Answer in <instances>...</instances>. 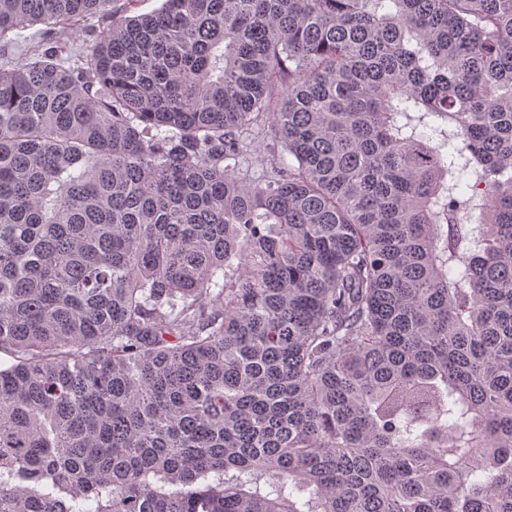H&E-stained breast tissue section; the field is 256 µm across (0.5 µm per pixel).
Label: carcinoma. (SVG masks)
<instances>
[{
	"instance_id": "1",
	"label": "carcinoma",
	"mask_w": 512,
	"mask_h": 512,
	"mask_svg": "<svg viewBox=\"0 0 512 512\" xmlns=\"http://www.w3.org/2000/svg\"><path fill=\"white\" fill-rule=\"evenodd\" d=\"M89 15L0 63V512H512V0H0V53ZM163 0H113V10L117 15L135 16L150 14L158 10ZM102 28V19L98 16H88L79 21L68 30V39L61 45L65 50V57L70 52L72 55L86 56L93 36ZM45 26L36 24L29 26L22 33L28 36V41L25 47H21L12 51L11 60L15 66H20L25 63L29 56V51L35 49L38 45L42 44V32L45 30ZM269 129L270 127L268 128L265 124V137L264 134L257 136L254 133L249 136L247 142L252 139L250 151L245 159H240V168L248 167V170L256 176L270 170L272 141L268 135Z\"/></svg>"
}]
</instances>
